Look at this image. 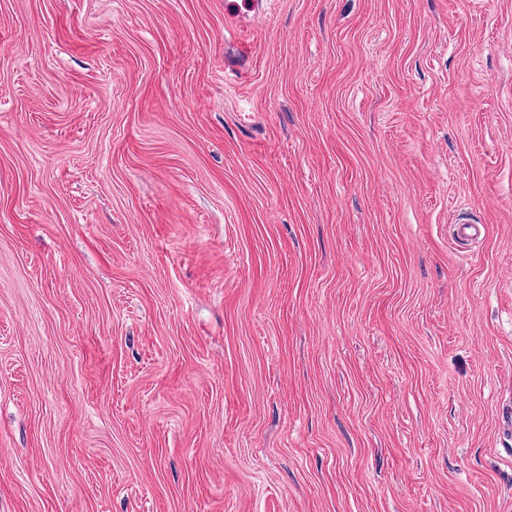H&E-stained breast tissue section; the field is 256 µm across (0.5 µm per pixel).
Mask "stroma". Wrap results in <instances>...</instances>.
<instances>
[{
  "mask_svg": "<svg viewBox=\"0 0 512 512\" xmlns=\"http://www.w3.org/2000/svg\"><path fill=\"white\" fill-rule=\"evenodd\" d=\"M0 512H512V0H0ZM224 14L229 19L249 16L258 18L263 14L262 0H225Z\"/></svg>",
  "mask_w": 512,
  "mask_h": 512,
  "instance_id": "stroma-1",
  "label": "stroma"
}]
</instances>
